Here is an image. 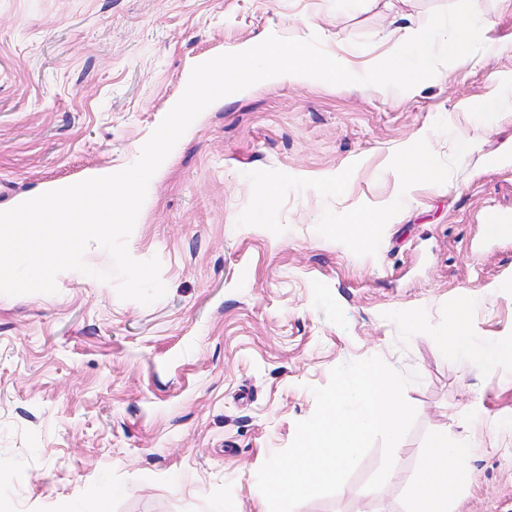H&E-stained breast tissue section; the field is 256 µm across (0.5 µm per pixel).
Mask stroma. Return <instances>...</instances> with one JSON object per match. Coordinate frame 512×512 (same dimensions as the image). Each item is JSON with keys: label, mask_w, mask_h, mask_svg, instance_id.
I'll return each instance as SVG.
<instances>
[{"label": "stroma", "mask_w": 512, "mask_h": 512, "mask_svg": "<svg viewBox=\"0 0 512 512\" xmlns=\"http://www.w3.org/2000/svg\"><path fill=\"white\" fill-rule=\"evenodd\" d=\"M481 8L482 64L448 80L434 58L414 90L285 82L207 107L127 242L161 261L154 304L77 271L54 294L0 295V497L15 512H209L221 499L256 512V473L312 416L313 388L370 356L419 375L393 472L367 489L374 444L341 490L296 512H405L441 431L470 455L452 512H512V360L485 369L438 342L463 301L477 348L512 340V0ZM469 9L0 0V211L134 163L202 58L316 36L363 73L394 29ZM415 137L440 163L411 186L394 164Z\"/></svg>", "instance_id": "stroma-1"}]
</instances>
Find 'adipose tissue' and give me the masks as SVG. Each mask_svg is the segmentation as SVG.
Here are the masks:
<instances>
[{
	"label": "adipose tissue",
	"mask_w": 512,
	"mask_h": 512,
	"mask_svg": "<svg viewBox=\"0 0 512 512\" xmlns=\"http://www.w3.org/2000/svg\"><path fill=\"white\" fill-rule=\"evenodd\" d=\"M448 23L438 20L429 26L410 29L396 36L388 53L376 67L372 83L382 89L393 86H415L422 73L425 59L434 45H441L444 54L443 77L480 65L464 35L438 42L440 31ZM436 167V155L420 140H411L401 153L396 168L405 180L429 178ZM470 475L469 451L448 443L447 433L435 435L429 464L413 479V491L406 512H450L462 480Z\"/></svg>",
	"instance_id": "1"
}]
</instances>
